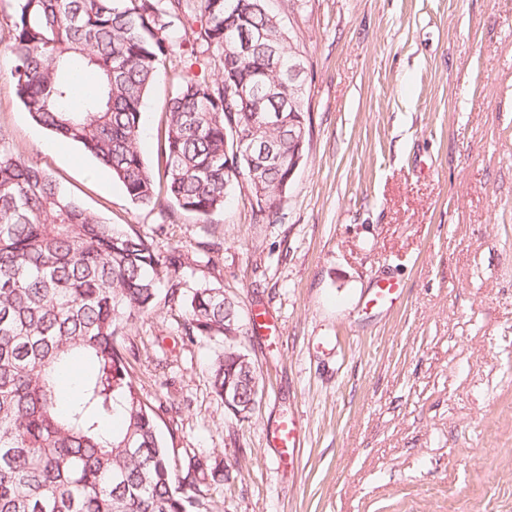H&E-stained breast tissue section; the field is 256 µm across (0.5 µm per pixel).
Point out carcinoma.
Instances as JSON below:
<instances>
[{
    "label": "carcinoma",
    "mask_w": 512,
    "mask_h": 512,
    "mask_svg": "<svg viewBox=\"0 0 512 512\" xmlns=\"http://www.w3.org/2000/svg\"><path fill=\"white\" fill-rule=\"evenodd\" d=\"M11 78L23 108L58 139L81 145L112 173L127 199L149 207L160 198L207 220L224 209L230 178L243 176L256 202L282 205L288 189V110L294 95L284 71L269 69L271 47L292 45L272 25L265 0H9ZM185 25L178 29L176 23ZM269 33L244 61L225 59L224 33ZM217 53L212 80L182 75L166 104L165 158L156 181L140 147L145 98L168 76L182 37ZM96 95L73 107L78 79ZM247 81L257 106L224 101V85ZM239 129V155L233 129ZM269 143L272 158L259 146ZM232 164L234 172L224 170ZM187 257L162 256L146 237L108 224L66 194L56 179L0 132V512H190L202 459L178 476L161 436L160 415L131 379L118 338L149 317L161 287L174 293ZM240 329L224 290L198 288L185 336L224 339ZM93 370L67 399L58 379L72 359ZM253 376L222 353L211 388L241 387L248 409ZM108 417L121 427L107 432Z\"/></svg>",
    "instance_id": "cac0c4a2"
}]
</instances>
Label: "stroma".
<instances>
[{"label":"stroma","mask_w":512,"mask_h":512,"mask_svg":"<svg viewBox=\"0 0 512 512\" xmlns=\"http://www.w3.org/2000/svg\"><path fill=\"white\" fill-rule=\"evenodd\" d=\"M306 55L305 158L276 223L247 186L202 220L131 205L111 173L20 105L0 47V130L92 214L191 263L122 336L177 468L207 458L197 512H512V0H267ZM168 80L146 101L155 174ZM399 280L395 308L368 307ZM238 303L260 398L212 392L220 342H189L190 298ZM277 329L263 336L256 313ZM303 446L280 467L272 424Z\"/></svg>","instance_id":"35a3bbf8"}]
</instances>
